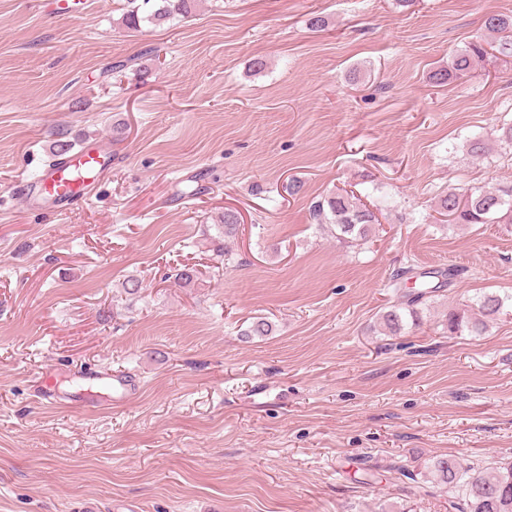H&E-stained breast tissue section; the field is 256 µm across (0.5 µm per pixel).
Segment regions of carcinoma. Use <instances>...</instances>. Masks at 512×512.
<instances>
[{
  "mask_svg": "<svg viewBox=\"0 0 512 512\" xmlns=\"http://www.w3.org/2000/svg\"><path fill=\"white\" fill-rule=\"evenodd\" d=\"M198 0H128V9L123 14L122 24L136 30L144 22L161 23L177 16L185 17L196 8ZM512 30V16L489 14L484 20L487 37L497 36ZM482 44H472L455 54L448 67L440 68L430 75L436 84L448 82V78L459 77L470 72L483 58ZM439 213L448 217L450 224H494L499 221L512 223V184L493 191H474L467 196L450 191L436 201ZM315 218L336 227L340 236L349 242L363 241L375 230L373 212L357 203L355 196L335 194L313 207ZM439 286L419 282V290L403 293L401 305L383 315V324L389 333L396 335L406 326V319L417 324L427 302L438 292ZM480 313L472 317L466 312L448 313L447 329L450 333L464 330L481 334L487 322L500 313L504 299L496 294H483L476 300ZM431 473L437 481L455 488L459 492L454 504L457 512H512V464L496 467L490 471H476L464 467L453 458H438L431 464Z\"/></svg>",
  "mask_w": 512,
  "mask_h": 512,
  "instance_id": "1",
  "label": "carcinoma"
}]
</instances>
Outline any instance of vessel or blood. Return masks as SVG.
<instances>
[{"label":"vessel or blood","mask_w":512,"mask_h":512,"mask_svg":"<svg viewBox=\"0 0 512 512\" xmlns=\"http://www.w3.org/2000/svg\"><path fill=\"white\" fill-rule=\"evenodd\" d=\"M111 166L107 156L85 148L54 160L36 181L21 186L19 194L30 206L36 197L47 198L49 210L63 214L77 207Z\"/></svg>","instance_id":"1"}]
</instances>
